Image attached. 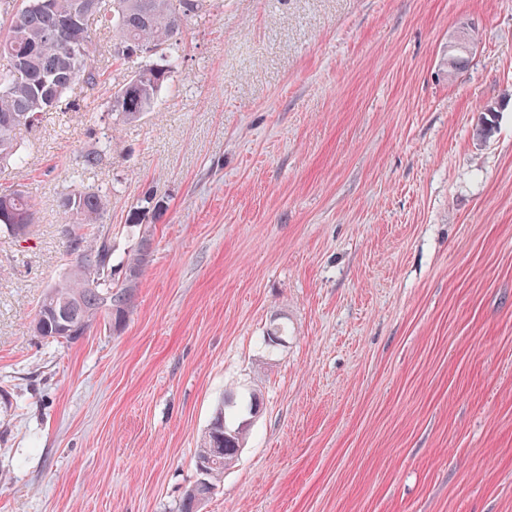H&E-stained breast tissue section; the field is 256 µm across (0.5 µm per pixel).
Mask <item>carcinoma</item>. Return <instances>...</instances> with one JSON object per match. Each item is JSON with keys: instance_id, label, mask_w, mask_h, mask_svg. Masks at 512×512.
Here are the masks:
<instances>
[{"instance_id": "cac0c4a2", "label": "carcinoma", "mask_w": 512, "mask_h": 512, "mask_svg": "<svg viewBox=\"0 0 512 512\" xmlns=\"http://www.w3.org/2000/svg\"><path fill=\"white\" fill-rule=\"evenodd\" d=\"M213 0H0V15L9 22L0 38V164H20L23 155L16 130L39 120L43 112H68L63 105L71 87L95 85L100 78L89 21L112 24L109 60L121 61L144 47L157 49L159 60L149 62L107 101L118 124H131L151 111L155 98L175 72L178 36L186 22L210 13ZM111 151L106 143L81 154L83 168L102 165ZM108 195L101 191L68 192L62 200L66 237L72 265L66 275L47 289L30 322L36 336L76 340L99 318L121 326L133 306L136 280L148 263L150 238L141 236L140 247L123 262L124 280H116L119 266L112 261V237L89 234L86 224L102 223ZM16 218L0 228L15 238L30 234L37 223V209L30 196L0 191V214ZM259 394L224 404L215 412L196 461L206 463L202 473L212 489L236 460L260 408Z\"/></svg>"}]
</instances>
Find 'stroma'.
<instances>
[{"label":"stroma","mask_w":512,"mask_h":512,"mask_svg":"<svg viewBox=\"0 0 512 512\" xmlns=\"http://www.w3.org/2000/svg\"><path fill=\"white\" fill-rule=\"evenodd\" d=\"M179 55L140 122L105 101L142 53L0 169L39 212L0 233V512H178L251 391L201 512H512V0H214ZM74 188L107 192L114 261L151 254L124 326L59 343L29 324ZM259 394L252 392L247 399L226 402L215 412L209 428L207 429L204 445L198 448L196 454V467L199 462L206 463V472H200L203 479L212 488V494L224 477V470L228 469L238 457L251 425V419L256 417L260 408Z\"/></svg>","instance_id":"obj_1"}]
</instances>
